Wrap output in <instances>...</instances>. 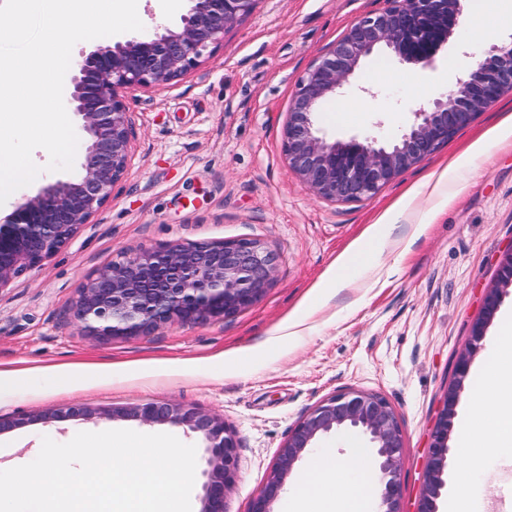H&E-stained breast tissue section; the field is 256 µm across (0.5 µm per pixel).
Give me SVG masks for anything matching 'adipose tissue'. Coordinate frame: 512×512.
Segmentation results:
<instances>
[{"label": "adipose tissue", "instance_id": "obj_1", "mask_svg": "<svg viewBox=\"0 0 512 512\" xmlns=\"http://www.w3.org/2000/svg\"><path fill=\"white\" fill-rule=\"evenodd\" d=\"M390 232V225H372L367 240L355 245L337 263L332 287H350L349 268L371 261L373 254L368 249L369 242L388 240ZM484 375L486 389L475 396V411L484 408L490 393L503 389L512 391V341L505 339L492 343ZM356 466L358 477L350 480L344 490H336V456L332 451H322L316 459L313 474L300 480L288 503V512H373L376 483L365 453H358Z\"/></svg>", "mask_w": 512, "mask_h": 512}]
</instances>
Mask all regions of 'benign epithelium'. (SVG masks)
Returning a JSON list of instances; mask_svg holds the SVG:
<instances>
[{
  "mask_svg": "<svg viewBox=\"0 0 512 512\" xmlns=\"http://www.w3.org/2000/svg\"><path fill=\"white\" fill-rule=\"evenodd\" d=\"M181 25L157 22L142 35L108 42L71 60L70 111L81 120L82 173L17 201L0 222V289L67 245L91 223L123 176L131 154L128 94L164 86L198 66L249 15L256 0H187ZM460 0H390L360 17L315 60L288 107L283 151L289 170L317 197L354 202L419 164L476 116L512 92V39L494 44L451 90L422 103L401 134L333 142L320 135L321 104L336 96L360 62L386 51L402 62L428 66L441 40L458 25ZM277 257L255 239L167 243L93 271L79 291L74 316L82 332L104 340L148 336L172 323L225 319L254 304L271 284ZM457 400L450 391L429 448L418 512H436L448 459V421ZM143 424H169L205 441L201 512H224L238 472V439L224 419L177 401H147L112 410ZM355 429L369 439L379 482V512H402L403 436L389 402L350 389L328 397L291 430L250 512H274L295 462L316 439Z\"/></svg>",
  "mask_w": 512,
  "mask_h": 512,
  "instance_id": "obj_1",
  "label": "benign epithelium"
}]
</instances>
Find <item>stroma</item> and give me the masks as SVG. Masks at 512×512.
<instances>
[{
  "instance_id": "obj_1",
  "label": "stroma",
  "mask_w": 512,
  "mask_h": 512,
  "mask_svg": "<svg viewBox=\"0 0 512 512\" xmlns=\"http://www.w3.org/2000/svg\"><path fill=\"white\" fill-rule=\"evenodd\" d=\"M389 0H257L204 63L165 87L128 96L131 157L109 202L64 247L0 291V371L31 375L20 392L0 391V415L20 426L0 432V470L32 462L43 437L59 443L100 428L165 432L204 454L201 436L171 425L106 417V409L175 400L223 416L237 434L238 476L225 512H248L290 430L322 399L343 389L385 397L403 435L400 499L417 512L421 472L434 421L455 385L451 365L471 352L448 427L444 488L460 473L482 512H512V461L490 431L474 430L471 459L459 457L461 421L491 343L512 328V288L481 341H473L482 301L512 248V93L374 196L357 202L314 197L288 169L282 138L289 102L310 64L364 14ZM475 46L456 32L431 67L379 52L342 95L327 100L318 127L328 140L397 135L414 120L416 100L453 85ZM376 94L361 96L359 86ZM491 147L477 153L483 142ZM397 218L425 225L409 251L378 243L376 263L351 270V288L330 297L337 259L369 225ZM256 239L277 256L263 296L236 315L176 323L134 339L84 335L73 305L98 267L169 242ZM301 318L298 335L285 327ZM282 343L277 357L259 349ZM61 370L95 378L59 384ZM83 405L90 419L48 411ZM439 496L437 512H447Z\"/></svg>"
}]
</instances>
